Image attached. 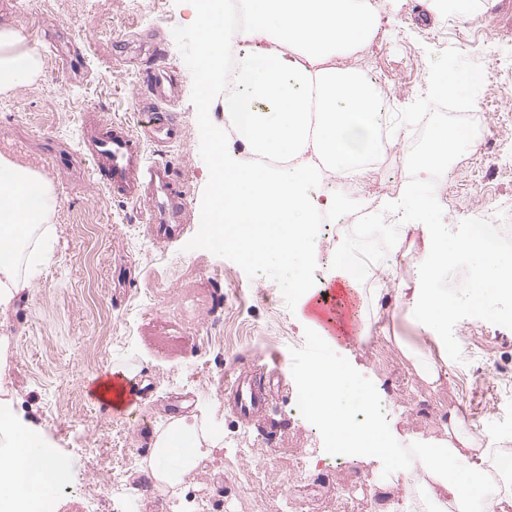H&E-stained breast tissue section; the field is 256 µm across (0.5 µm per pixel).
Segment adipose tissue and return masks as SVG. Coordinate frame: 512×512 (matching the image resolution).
Instances as JSON below:
<instances>
[{"mask_svg": "<svg viewBox=\"0 0 512 512\" xmlns=\"http://www.w3.org/2000/svg\"><path fill=\"white\" fill-rule=\"evenodd\" d=\"M250 24L239 38L249 48L232 69L224 67L223 0H203L199 24L202 44V89L227 79L244 94L224 101V116L253 154H276L297 162L295 177L256 168L229 157L222 126L211 130L215 181L207 221L219 224L224 244L239 248L255 264L291 262L299 241L310 233L304 218L310 211L305 184L318 168L341 177L359 175L360 159L375 152L381 119L372 87L355 72L329 67L336 51L368 40L379 26L372 0H247ZM20 32L0 28V91L14 89L41 70L36 50L24 47ZM50 186L32 166L0 156V224L25 230L47 223L42 201ZM432 249L419 260L422 287L403 293L407 318L429 331L447 322L459 306L436 286L448 264V248L471 252L477 261L468 301L494 295L499 279L490 274L483 237L469 233L449 242L444 224L426 225ZM13 233L0 234V306L24 287L17 267ZM309 396L308 414L323 428L343 456L396 459L375 408L377 397L364 394L363 424L349 421L351 396L347 369L322 359L299 377ZM216 436L198 431L186 417L174 419L155 442L150 475L162 483L196 467L200 449ZM421 469L448 494L450 512H465L488 473L482 464L464 461L454 445L422 448ZM66 468L46 455L24 428L13 427L11 441L0 449V512H35L45 490L57 485Z\"/></svg>", "mask_w": 512, "mask_h": 512, "instance_id": "obj_1", "label": "adipose tissue"}]
</instances>
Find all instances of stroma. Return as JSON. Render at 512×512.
Listing matches in <instances>:
<instances>
[{
    "label": "stroma",
    "instance_id": "1",
    "mask_svg": "<svg viewBox=\"0 0 512 512\" xmlns=\"http://www.w3.org/2000/svg\"><path fill=\"white\" fill-rule=\"evenodd\" d=\"M200 2L37 0L29 10L22 0H0V26L18 30L42 56L36 78L0 93V152L32 161L53 187L50 259L25 272L28 288L0 309V401L50 457L67 463L66 486L47 490V498L61 512H76L75 488L105 490L116 449L152 447L171 416L181 414L215 432L221 448L200 459L194 479L172 488L149 484L148 463L140 461L131 474L138 489L153 487L157 500L180 498V512H191L187 491L210 486L223 489L230 512H336L344 473L327 468L310 478L292 468L321 462L329 442L309 417L289 410L298 376L320 345L352 372L360 391L380 393L392 447L447 440L448 409L473 437L486 428L499 434V447L512 448V385L499 388L497 402L480 415L469 407L472 369L489 357L512 359V298L465 303L474 264L460 252L441 279L449 297L461 301L448 319L447 348L409 322L399 293L418 285V261L429 247L422 214L409 217L414 228L404 261L381 269L386 293L374 309L363 291L343 287L335 269L325 268L320 236L296 269L270 262L257 270L204 235L213 188L211 125L224 120V84L216 82L201 101ZM378 12L376 36L336 56L337 68L378 75L393 114L425 95L430 54L457 49L482 65L474 111L511 154L512 127H502L499 115L512 111V0H477L468 19L442 14L435 0H378ZM74 47L80 62L63 70L61 60ZM156 63L176 76L173 116L183 134L167 158L185 191L187 227L166 244L147 235L136 205L96 183L83 155L88 113L139 129V74ZM451 167L437 200L455 238L482 197L512 200V177L489 175L476 146ZM214 269L224 273L223 288L206 280ZM299 276L315 293L334 292L333 341L323 342L300 317L292 288ZM216 316L222 323L215 332L207 322ZM417 355L445 366L439 382L418 378ZM201 363L211 372L208 386L167 382V375ZM249 367L273 373V396L257 418L243 421L221 387ZM115 369L148 390L145 402L125 414L101 408L90 392L94 380ZM83 431L98 453H81ZM254 470L268 472L269 482L239 490L235 476Z\"/></svg>",
    "mask_w": 512,
    "mask_h": 512
}]
</instances>
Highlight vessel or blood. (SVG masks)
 Here are the masks:
<instances>
[{
    "label": "vessel or blood",
    "mask_w": 512,
    "mask_h": 512,
    "mask_svg": "<svg viewBox=\"0 0 512 512\" xmlns=\"http://www.w3.org/2000/svg\"><path fill=\"white\" fill-rule=\"evenodd\" d=\"M146 97L152 106L141 122V132L121 123L104 120L92 125L85 138V155L96 167L98 175L121 198L142 205L152 214L155 238L171 241L185 222L184 194L165 154L181 139V128L167 111L174 87L166 68L157 67L142 77ZM157 148L156 158L146 155L147 144ZM111 398L102 399L104 408L123 412L143 398V393L123 373L109 377ZM230 398L242 416L259 412L266 402V386L250 370L239 373L229 386Z\"/></svg>",
    "instance_id": "obj_1"
}]
</instances>
